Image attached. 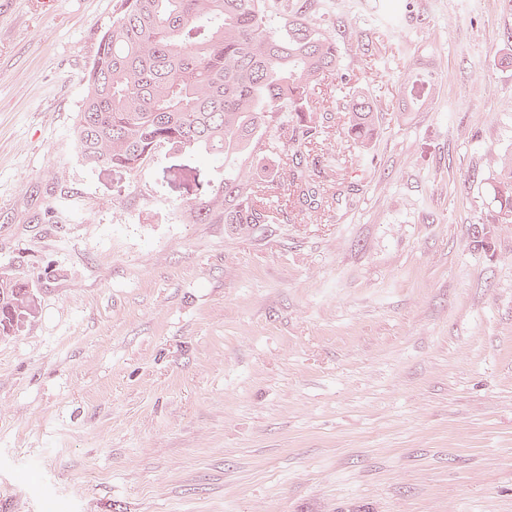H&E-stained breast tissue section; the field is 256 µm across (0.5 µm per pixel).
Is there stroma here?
Instances as JSON below:
<instances>
[{
  "label": "stroma",
  "mask_w": 512,
  "mask_h": 512,
  "mask_svg": "<svg viewBox=\"0 0 512 512\" xmlns=\"http://www.w3.org/2000/svg\"><path fill=\"white\" fill-rule=\"evenodd\" d=\"M384 116L357 203L227 232L224 164L79 161L119 0H0V512H512V228L469 226L512 151L501 0H334ZM442 77L403 113L407 73ZM29 288L14 278L0 276V336H11L20 331V322L26 311Z\"/></svg>",
  "instance_id": "obj_1"
}]
</instances>
